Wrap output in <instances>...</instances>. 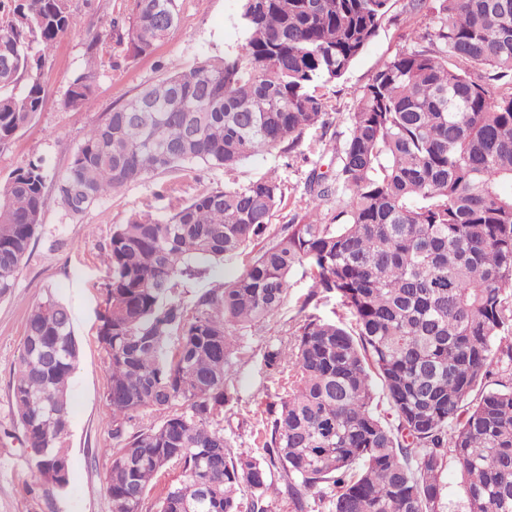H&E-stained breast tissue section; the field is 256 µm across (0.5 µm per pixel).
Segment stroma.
<instances>
[{
	"label": "stroma",
	"instance_id": "obj_1",
	"mask_svg": "<svg viewBox=\"0 0 512 512\" xmlns=\"http://www.w3.org/2000/svg\"><path fill=\"white\" fill-rule=\"evenodd\" d=\"M406 3L394 0L389 21L384 22L344 79L326 88L328 124L305 134V158L289 161L274 153L262 154L236 168L232 177L240 185L270 172L282 182L285 198L272 218L270 236L279 235L294 216L304 214L310 203V172L335 167L336 145L345 137L358 92L389 59L420 46L419 35L427 22L420 16L410 17ZM132 7L133 0H72L73 30L56 43L39 74L47 95L46 107L0 149V180L38 157L45 159L50 172L63 171L87 129L145 85L165 78L170 63L188 69L205 56L239 45L241 40L237 0H180V23L174 34L157 43L150 54L137 58L113 47L100 70L93 108L87 112L66 111L61 100L71 80L82 70L91 36L124 32ZM224 180L223 170L202 164L153 174L108 195L75 218L66 217L55 200L47 201L42 226L21 266L14 293L0 298V512H111L105 492L108 462L101 452L107 439L104 392L108 376L97 336L106 283L100 253L113 228L132 215L163 214L172 197L187 200L223 185ZM255 253L251 247L220 263L201 264L199 274L181 287L182 299L193 301L214 281L232 278ZM289 281L288 297L276 315L242 332L234 364V398L224 408V434L238 454H256L263 423L279 407L288 389L285 379L266 373L263 355L269 346L286 341L306 314L304 304L311 291L308 274L303 267H296ZM49 292L71 310L80 358L71 385L69 482L61 489L49 486L34 492L30 489L34 462L23 445L12 383L30 309Z\"/></svg>",
	"mask_w": 512,
	"mask_h": 512
}]
</instances>
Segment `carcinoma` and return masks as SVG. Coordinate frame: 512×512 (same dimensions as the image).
<instances>
[{
	"label": "carcinoma",
	"mask_w": 512,
	"mask_h": 512,
	"mask_svg": "<svg viewBox=\"0 0 512 512\" xmlns=\"http://www.w3.org/2000/svg\"><path fill=\"white\" fill-rule=\"evenodd\" d=\"M243 41L105 114L66 170L30 161L0 182V298L42 224L48 193L71 218L111 193L192 164L224 169L327 124L323 89L340 82L389 18L392 0H238ZM427 45L374 73L350 113L316 198L241 273L191 303L198 273L264 238L285 196L274 176L226 182L162 215L138 213L102 252L98 336L108 375L106 491L112 512H270L275 475L294 512L332 488L331 512H447L453 458L465 512H512V0H409ZM179 0H134L117 40L150 53L179 24ZM73 29L71 0H0V149L47 104L37 79ZM100 35L62 106L90 108ZM22 90H17L22 80ZM305 265L308 302L339 299L350 325L315 313L269 348L265 371L288 380L258 455L224 436L239 330L274 316ZM78 344L69 308L34 304L13 379L33 484L69 482V385ZM494 387H487L490 379ZM385 398L394 416L377 412ZM150 409L158 424L129 431ZM182 480L156 495L159 474ZM247 501H242V496ZM444 482L446 501L450 502L451 510L460 512L463 510L466 500L465 483L453 459L449 460Z\"/></svg>",
	"instance_id": "carcinoma-1"
}]
</instances>
